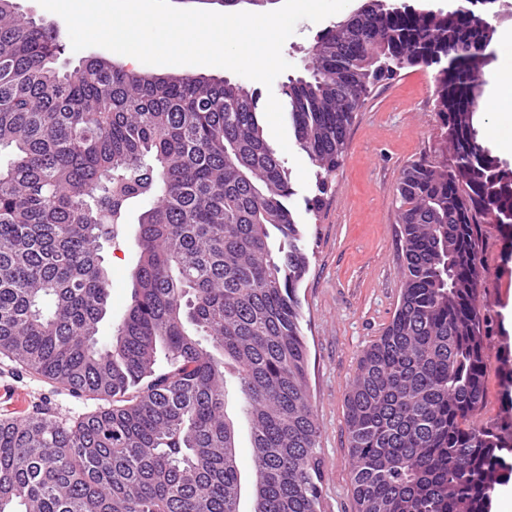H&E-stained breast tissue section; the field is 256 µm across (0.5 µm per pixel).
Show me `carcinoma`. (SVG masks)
Returning a JSON list of instances; mask_svg holds the SVG:
<instances>
[{
  "mask_svg": "<svg viewBox=\"0 0 512 512\" xmlns=\"http://www.w3.org/2000/svg\"><path fill=\"white\" fill-rule=\"evenodd\" d=\"M475 15L375 0L358 36L325 29L284 89L322 186L371 86L405 68L434 69L450 150L412 162L396 188L399 302L346 396L355 512H490L512 477V417L477 420L486 225L512 229V169L477 140L492 35ZM59 54L54 29L0 0V353L107 405L72 423L0 416V512H239L229 376L262 512H320L297 296L308 258L257 92L102 56L62 73ZM133 201L132 303L101 344V240Z\"/></svg>",
  "mask_w": 512,
  "mask_h": 512,
  "instance_id": "1",
  "label": "carcinoma"
}]
</instances>
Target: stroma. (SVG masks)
<instances>
[{
	"label": "stroma",
	"instance_id": "35a3bbf8",
	"mask_svg": "<svg viewBox=\"0 0 512 512\" xmlns=\"http://www.w3.org/2000/svg\"><path fill=\"white\" fill-rule=\"evenodd\" d=\"M20 11L36 23L54 28L64 47L61 63L78 66L95 48L73 51L65 21L45 10L38 0H17ZM346 12L314 23L300 21L283 45L289 62L272 87L248 81L259 94V105L269 96H282L288 79L303 76L308 49ZM431 70L412 67L370 90L347 136L340 167L331 174L326 189L316 180H292L288 207L302 233L300 246L308 256L307 271L297 295L302 330L308 348V385L314 417L320 428L316 448L323 474L321 512H354L351 461L345 433V397L363 349L381 335L399 300L402 251L395 188L403 170L422 154L438 146L440 120L434 109ZM318 210H310L311 199ZM141 204H133L116 240L104 242L101 256L108 271V313L97 337L106 341L113 325L131 303L132 272L137 263L135 234ZM490 275L481 294L493 319L489 343L487 395L480 420L512 413V397L501 382L498 356L512 348V326L503 311L512 305V258L504 251L501 233L488 229ZM20 393L21 414L44 410L48 415L76 421L94 412L98 399L74 396L64 386L21 369L0 355V390Z\"/></svg>",
	"mask_w": 512,
	"mask_h": 512
}]
</instances>
